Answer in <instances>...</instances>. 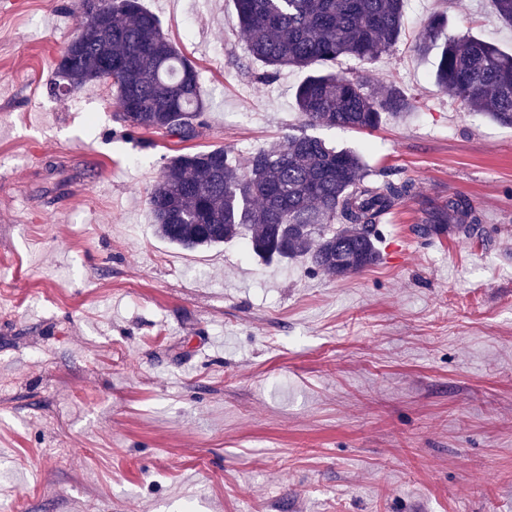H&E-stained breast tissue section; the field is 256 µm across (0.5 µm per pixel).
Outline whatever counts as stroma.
<instances>
[{
	"instance_id": "35a3bbf8",
	"label": "stroma",
	"mask_w": 512,
	"mask_h": 512,
	"mask_svg": "<svg viewBox=\"0 0 512 512\" xmlns=\"http://www.w3.org/2000/svg\"><path fill=\"white\" fill-rule=\"evenodd\" d=\"M75 0H0V503L19 512H512V127L464 111L414 50L429 20L512 52L491 0H408L371 64L413 112L320 128L413 198L380 260L342 278L240 242L158 237L168 157L238 164L301 123L283 70L255 83L232 0H142L199 73L198 138L131 133L98 85L49 94ZM486 234L413 229L448 196Z\"/></svg>"
}]
</instances>
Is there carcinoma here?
<instances>
[{
  "mask_svg": "<svg viewBox=\"0 0 512 512\" xmlns=\"http://www.w3.org/2000/svg\"><path fill=\"white\" fill-rule=\"evenodd\" d=\"M260 80L281 70H308L296 88L306 127L372 130L387 115L411 112L416 100L393 84L370 87L333 70L341 57L371 63L400 39L406 0H234ZM83 21L64 46L49 91L108 85L115 119L132 132L168 133L181 122L199 136L206 111L199 73L166 37L141 0H78ZM444 19L418 35L426 55ZM437 86L469 112L512 127V54L484 39L450 38L432 72ZM405 180H374L364 155L304 131L252 153L245 166L222 147L171 156L148 196L157 233L187 250L239 240L262 259L302 258L345 277L376 264L380 217L412 196ZM484 234L468 198H448L415 232Z\"/></svg>",
  "mask_w": 512,
  "mask_h": 512,
  "instance_id": "obj_1",
  "label": "carcinoma"
}]
</instances>
